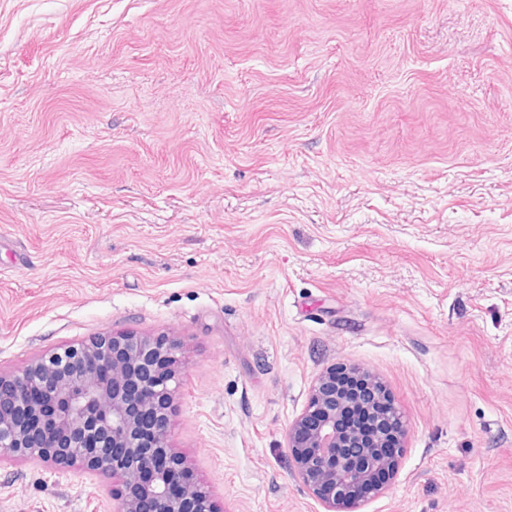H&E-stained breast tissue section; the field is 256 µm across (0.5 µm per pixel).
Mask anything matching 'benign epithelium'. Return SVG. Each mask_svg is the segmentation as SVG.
Returning <instances> with one entry per match:
<instances>
[{
    "mask_svg": "<svg viewBox=\"0 0 512 512\" xmlns=\"http://www.w3.org/2000/svg\"><path fill=\"white\" fill-rule=\"evenodd\" d=\"M179 346L134 333L103 335L44 354L19 373L0 371V459L69 467L120 478L115 512H216L209 492L169 447ZM334 370L311 390L288 427V455L325 512H359L399 473L400 452L383 451L391 404L372 410L376 433L342 429L354 404ZM387 474L385 482L379 473Z\"/></svg>",
    "mask_w": 512,
    "mask_h": 512,
    "instance_id": "7a95c632",
    "label": "benign epithelium"
}]
</instances>
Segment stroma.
<instances>
[{
  "label": "stroma",
  "mask_w": 512,
  "mask_h": 512,
  "mask_svg": "<svg viewBox=\"0 0 512 512\" xmlns=\"http://www.w3.org/2000/svg\"><path fill=\"white\" fill-rule=\"evenodd\" d=\"M120 331L217 512H324L339 366L406 425L361 512H512V0H0V370ZM118 488L0 460V512Z\"/></svg>",
  "instance_id": "35a3bbf8"
}]
</instances>
